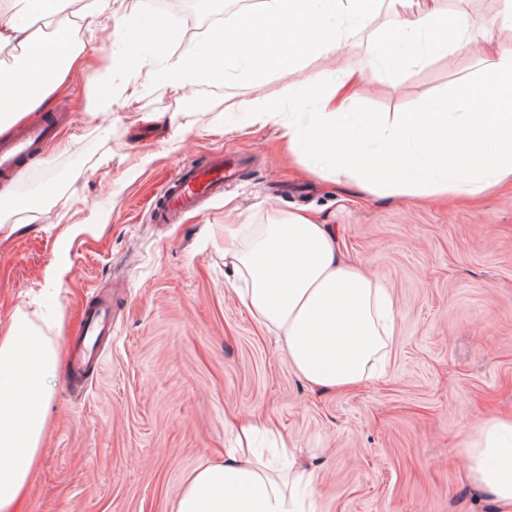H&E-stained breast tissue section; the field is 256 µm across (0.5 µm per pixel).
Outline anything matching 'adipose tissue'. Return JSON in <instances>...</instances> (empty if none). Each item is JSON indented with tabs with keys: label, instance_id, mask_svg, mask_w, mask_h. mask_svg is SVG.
Returning a JSON list of instances; mask_svg holds the SVG:
<instances>
[{
	"label": "adipose tissue",
	"instance_id": "ef3b65f1",
	"mask_svg": "<svg viewBox=\"0 0 512 512\" xmlns=\"http://www.w3.org/2000/svg\"><path fill=\"white\" fill-rule=\"evenodd\" d=\"M382 1L260 0L257 11L185 45L168 40L181 26L178 17L142 9L136 27L124 34L130 76L121 96L98 87L87 112L94 120L107 117L119 100L137 99L141 66L164 52L171 61L152 76L176 92L204 80L257 82L305 59L337 55ZM387 1L397 21L376 33L363 69L343 63L336 80L289 88L285 109L259 101L229 104L224 129L277 127L289 156L309 173L367 195L479 201L512 180V48L487 49L496 26L512 27V11L485 21L448 13L438 0ZM60 2L27 0L23 20L0 8V47L23 50L0 72V136L48 106L71 74L88 67L71 27L60 26L47 41L34 39ZM461 42L480 43L482 51L476 71L449 95L391 117L353 107L352 80L396 75ZM224 265L242 303L279 337L308 383L336 390L375 378L394 332L392 298L379 280L341 258L328 225L299 213L225 225ZM60 367L58 344L24 314L0 326V512H21ZM231 433L235 445L225 461L197 467L172 512H313L312 475L293 441L252 415L240 417ZM268 436L282 451L283 467L256 451L258 439ZM464 453L475 487L512 512V421L490 417L475 424Z\"/></svg>",
	"mask_w": 512,
	"mask_h": 512
}]
</instances>
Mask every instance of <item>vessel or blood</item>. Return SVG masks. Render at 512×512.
<instances>
[{
	"instance_id": "1",
	"label": "vessel or blood",
	"mask_w": 512,
	"mask_h": 512,
	"mask_svg": "<svg viewBox=\"0 0 512 512\" xmlns=\"http://www.w3.org/2000/svg\"><path fill=\"white\" fill-rule=\"evenodd\" d=\"M52 130L51 122L38 121L19 126L9 139L1 141L0 174L19 175L22 161L37 157L39 146L51 135ZM237 173V164L225 162L220 152L203 165L182 166L164 183L151 214L153 222L175 223L183 213L222 194L225 182L234 179ZM111 329V300L102 297L87 310L81 333L88 337L103 336Z\"/></svg>"
}]
</instances>
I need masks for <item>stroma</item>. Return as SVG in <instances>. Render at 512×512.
<instances>
[{
  "label": "stroma",
  "mask_w": 512,
  "mask_h": 512,
  "mask_svg": "<svg viewBox=\"0 0 512 512\" xmlns=\"http://www.w3.org/2000/svg\"><path fill=\"white\" fill-rule=\"evenodd\" d=\"M178 42L210 33L203 20L236 18L228 0H182ZM138 0H109L87 32L73 11L60 19L84 43L98 74L120 92L116 35L138 20ZM474 44H459L397 77L354 87L367 112H406L450 93L474 70ZM109 118L89 120L92 77L72 75L56 106L66 152L43 148L22 176L0 175L32 212L0 216L22 227L0 235V321L22 311L58 340L63 370L48 410L38 467L22 512H170L186 477L223 461L224 420L261 413L313 469L315 512H499L467 477L472 426L512 417V185L479 207L427 197L377 198L339 191L288 159L276 128L221 133L226 105L286 102L289 86L336 73L329 56L248 84L200 82L175 92L153 81ZM148 112L178 113L183 140ZM247 157L222 199L178 224L150 209L179 165ZM305 212L331 224L344 253L377 277L394 303L395 334L381 377L346 392L300 380L274 335L228 285L215 224H265ZM84 223L66 238L69 224ZM66 267L61 281L49 271ZM108 296L112 336L99 364L78 374L72 344L85 309Z\"/></svg>",
  "instance_id": "1"
}]
</instances>
